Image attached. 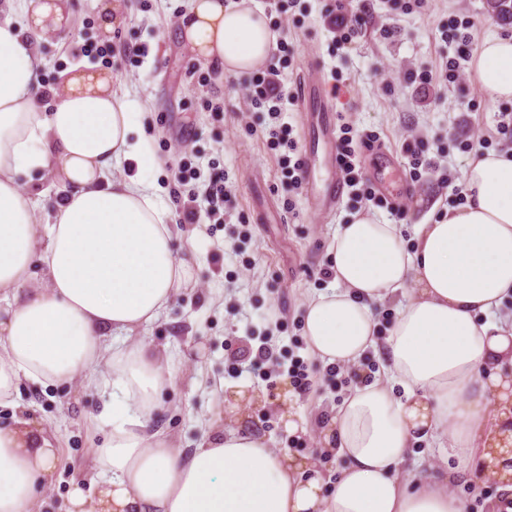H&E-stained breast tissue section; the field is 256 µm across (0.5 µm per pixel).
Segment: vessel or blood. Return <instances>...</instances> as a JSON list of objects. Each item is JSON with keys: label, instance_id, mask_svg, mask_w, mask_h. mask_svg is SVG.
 <instances>
[{"label": "vessel or blood", "instance_id": "b4317fda", "mask_svg": "<svg viewBox=\"0 0 512 512\" xmlns=\"http://www.w3.org/2000/svg\"><path fill=\"white\" fill-rule=\"evenodd\" d=\"M297 97L304 117L303 173L308 185V204L328 212L345 192L343 175L336 161V113L322 75L305 71Z\"/></svg>", "mask_w": 512, "mask_h": 512}]
</instances>
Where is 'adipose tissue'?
<instances>
[{
	"label": "adipose tissue",
	"mask_w": 512,
	"mask_h": 512,
	"mask_svg": "<svg viewBox=\"0 0 512 512\" xmlns=\"http://www.w3.org/2000/svg\"><path fill=\"white\" fill-rule=\"evenodd\" d=\"M0 0V512H36L59 459L56 439L18 410V386L80 381L108 387L94 415L108 429L95 449L98 498L71 494L72 512H467L450 490L472 469L500 489L512 476V155L488 152L465 169L466 202L416 225L406 248L398 225L362 210L329 245L333 285L304 306L311 354L359 366L367 351L386 379L356 386L321 430L318 454L295 458L237 426L209 433L192 452L157 429L173 379L165 348L137 338L191 276L173 243L172 211L140 173L153 166L131 102L112 73L64 71L43 106L39 43L66 32L65 0ZM180 36L224 74L262 68L276 40L247 0H186ZM472 68L484 96L512 100V36L486 37ZM129 162L114 177L120 162ZM39 174L61 187L52 204L27 191ZM397 315L377 342L376 306ZM404 398H395L393 384ZM447 445L457 468L401 479L419 442ZM343 459L325 491L321 455Z\"/></svg>",
	"instance_id": "adipose-tissue-1"
}]
</instances>
